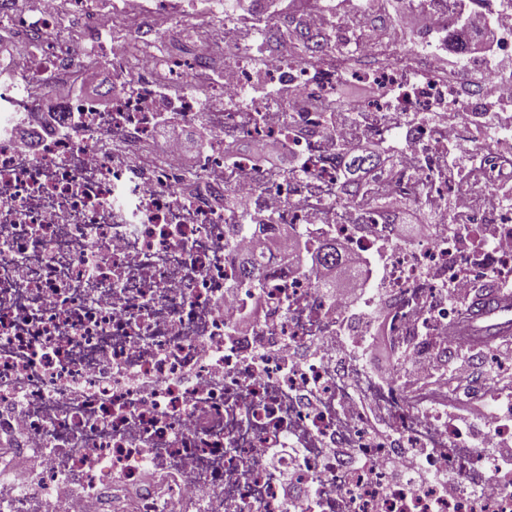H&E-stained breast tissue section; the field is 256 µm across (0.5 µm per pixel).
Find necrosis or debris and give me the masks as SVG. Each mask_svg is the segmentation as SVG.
<instances>
[{
	"mask_svg": "<svg viewBox=\"0 0 512 512\" xmlns=\"http://www.w3.org/2000/svg\"><path fill=\"white\" fill-rule=\"evenodd\" d=\"M408 5L422 23L395 28L402 61L361 74L379 96L342 105L325 62L248 63L258 15L203 28L182 68L157 49L158 22L191 27L204 0H35L27 50L0 56V438L19 462L0 512H512L486 444L512 440V412L466 428L446 384L416 383L467 344L459 293L512 281V0H464L498 28L474 60L448 55L453 0ZM63 6L86 16L82 45L39 39ZM376 22L357 0L294 17L360 58L382 52ZM220 42L236 55L221 66ZM103 64L109 107L67 97L53 132L19 144L52 80ZM473 66L482 82L461 78ZM166 123L207 127L210 148L184 164ZM245 138L283 145L298 169L225 156ZM361 141L397 162L338 204L336 157ZM388 198L414 201L430 233L400 242ZM269 221L374 261L378 296L354 311L285 269L232 287L249 225ZM375 310L400 378L363 364ZM416 465L428 480H408Z\"/></svg>",
	"mask_w": 512,
	"mask_h": 512,
	"instance_id": "necrosis-or-debris-1",
	"label": "necrosis or debris"
}]
</instances>
